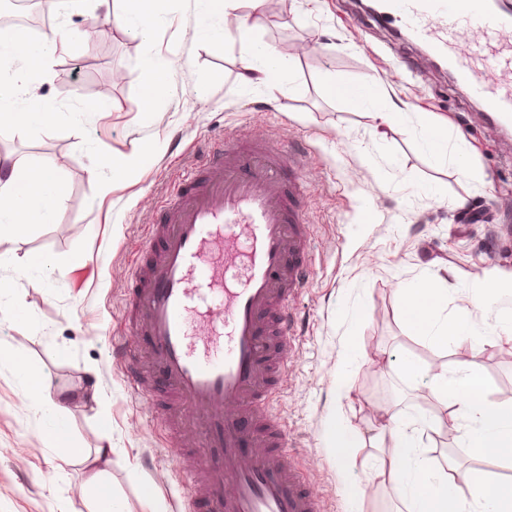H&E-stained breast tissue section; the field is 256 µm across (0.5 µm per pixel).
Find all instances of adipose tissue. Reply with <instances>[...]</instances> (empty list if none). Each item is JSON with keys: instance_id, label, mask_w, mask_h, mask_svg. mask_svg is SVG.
I'll return each instance as SVG.
<instances>
[{"instance_id": "obj_1", "label": "adipose tissue", "mask_w": 512, "mask_h": 512, "mask_svg": "<svg viewBox=\"0 0 512 512\" xmlns=\"http://www.w3.org/2000/svg\"><path fill=\"white\" fill-rule=\"evenodd\" d=\"M165 0H122L116 20L134 34L147 37L161 23ZM201 33L213 41L224 38L227 26H234L241 40H248L250 28L239 15L240 0H203ZM56 33L26 40L14 29L0 28V128L34 129L55 124L57 115L40 100L29 99L25 109H17L16 100L27 89L30 74L50 75V60L56 45ZM149 77L137 102L139 111H156L167 94L169 62L161 56H148L144 63ZM56 162L32 158L25 162L0 163V238L20 237L36 224L53 221L64 197V187ZM512 292V278L490 269L475 280L456 311L448 309V291L439 278L430 277L400 291V315L414 335L434 345L466 342L479 349L484 335L470 322L472 309H489L501 294ZM18 377L25 386L28 408L46 420L37 431V439L66 449L70 459L88 461L90 455L75 441L69 423L60 416L62 402L50 392L41 369L16 362ZM490 388L476 360L459 362L453 370L441 371L431 378L429 389L440 402L450 403V423L459 432L463 447L478 460L512 463V402L488 399ZM434 420L422 408H413L405 418L389 417L380 422L381 434L389 436L391 451L377 457L371 478L399 492L407 512H512V482L496 479L494 474L455 465H436L428 441L436 431ZM331 454L343 470L355 464V448L363 438L336 412L327 433Z\"/></svg>"}]
</instances>
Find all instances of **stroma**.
Instances as JSON below:
<instances>
[{
	"instance_id": "obj_1",
	"label": "stroma",
	"mask_w": 512,
	"mask_h": 512,
	"mask_svg": "<svg viewBox=\"0 0 512 512\" xmlns=\"http://www.w3.org/2000/svg\"><path fill=\"white\" fill-rule=\"evenodd\" d=\"M109 0H78L69 15L52 13L51 25L83 37L72 54L57 45L54 77L38 78L33 92L58 108L56 127L25 133L0 131V160L42 157L62 166L63 202L50 224L35 225L20 239L0 241V512H89L93 471L34 439L41 421L27 410L22 387L5 359L19 357L42 369L56 391L78 392L64 414L86 451L111 443L110 480L124 512H144L150 488L167 512H184L190 473L180 447L157 423L156 409L126 387L111 339L129 337L124 307L131 263L157 217L171 177L195 163L205 141L240 131L300 153L307 171L304 204L313 226L309 283L297 301L295 348L285 390L270 410L288 430V451L324 512H406L389 486H369L352 502L350 483H365V462L387 452L376 435L385 412L413 406L441 425L430 446L437 464L489 470L472 459L446 425L448 410L426 385L407 382L401 355L426 374L478 358L491 387L489 398L512 402V348L494 339L495 317L476 310L471 321L488 336L479 351L469 344L439 348L412 335L399 315V288L432 275L456 308L470 281L490 268L512 273V136L482 119V104L449 70H435L424 48L406 32L382 23L357 0H264L241 15L252 40L269 47L283 65V90L241 85L244 46L236 35L215 45L196 33L201 0H167L163 23L150 39L108 22ZM168 57V91L161 111L137 108L146 56ZM342 76L371 85L376 97L404 104L398 123L379 125L373 108L330 97L323 78ZM103 100L110 110L86 124L81 102ZM440 121L450 162L437 161L421 138L422 119ZM147 144L154 157L111 191L97 195L91 171L102 177V153L132 157ZM464 207H457V200ZM378 221H359L366 206ZM52 255L64 277L35 279L19 273L28 256ZM80 265H69L73 254ZM23 312L27 323L15 320ZM355 337L362 355L347 361L344 340ZM345 370L348 398L336 397V373ZM95 400H83V393ZM364 438L352 471L342 470L327 445L335 410ZM112 422L111 437L98 428Z\"/></svg>"
}]
</instances>
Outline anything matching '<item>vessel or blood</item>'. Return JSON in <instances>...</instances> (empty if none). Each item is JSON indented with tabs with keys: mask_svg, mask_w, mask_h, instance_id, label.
Here are the masks:
<instances>
[{
	"mask_svg": "<svg viewBox=\"0 0 512 512\" xmlns=\"http://www.w3.org/2000/svg\"><path fill=\"white\" fill-rule=\"evenodd\" d=\"M380 6L448 64L489 120L512 127V20L487 0ZM304 181L287 147L225 134L169 184L131 269L128 320L149 336L148 358L165 376V423L193 418L206 438L192 464L198 500L211 512H323L269 410L293 345L289 304L311 265ZM113 356L128 388L153 400L131 349Z\"/></svg>",
	"mask_w": 512,
	"mask_h": 512,
	"instance_id": "b4317fda",
	"label": "vessel or blood"
}]
</instances>
